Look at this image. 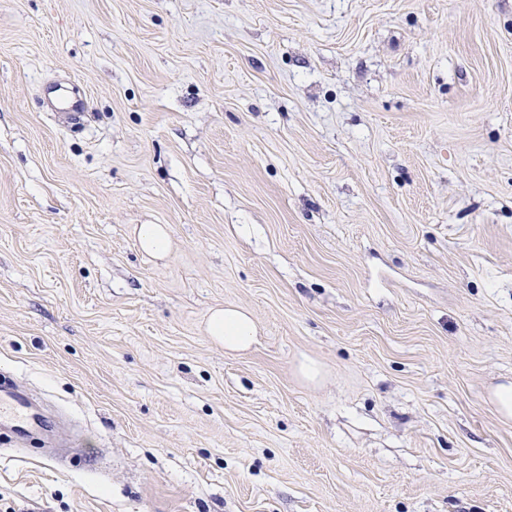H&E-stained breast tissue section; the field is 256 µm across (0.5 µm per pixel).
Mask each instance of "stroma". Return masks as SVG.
<instances>
[{"label":"stroma","instance_id":"35a3bbf8","mask_svg":"<svg viewBox=\"0 0 512 512\" xmlns=\"http://www.w3.org/2000/svg\"><path fill=\"white\" fill-rule=\"evenodd\" d=\"M1 373L0 512H512V0H0ZM136 240L142 251L155 258H163L170 244L169 225L141 224L136 231ZM206 333L211 340L224 347L226 354H242L257 342L258 327L252 313L241 306L227 305L210 312ZM0 424L19 437L51 431L56 426L52 416L34 410L27 393L14 387L0 389Z\"/></svg>","mask_w":512,"mask_h":512}]
</instances>
